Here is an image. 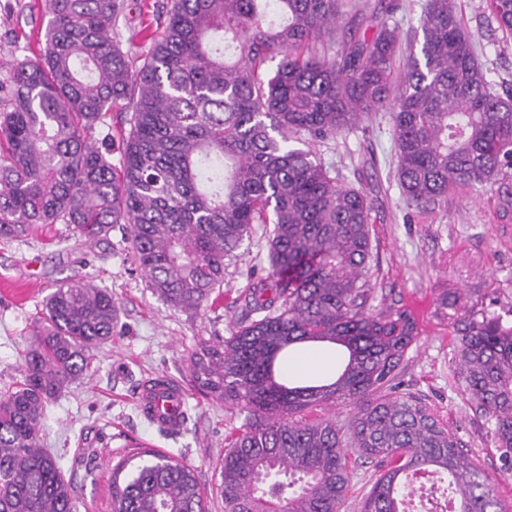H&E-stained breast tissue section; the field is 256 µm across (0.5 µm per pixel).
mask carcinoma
Returning a JSON list of instances; mask_svg holds the SVG:
<instances>
[{
	"label": "carcinoma",
	"instance_id": "carcinoma-1",
	"mask_svg": "<svg viewBox=\"0 0 512 512\" xmlns=\"http://www.w3.org/2000/svg\"><path fill=\"white\" fill-rule=\"evenodd\" d=\"M486 3L511 38L512 0ZM123 4L48 0L41 57L0 66V238L71 224L92 244L121 224L150 288L198 310L252 225H272L269 272L245 299L250 318L189 357L196 388L246 413L219 465L224 512H342L352 454L381 470L359 512H405L425 475L448 512H503L456 436L397 391L416 323L367 311L371 203L314 152L387 112L407 205L495 185L512 215V93L496 91L454 0H424L420 51L404 60L390 24L397 0L372 16V35L352 0H168L140 66L112 37ZM115 107L129 114L118 175L89 139ZM118 319L112 292L90 280L48 295L22 381L0 397V512H78L41 447L44 411L90 371ZM459 323V385L492 424L511 476L512 325L488 315ZM306 342L346 348L334 382L280 375L283 352ZM339 404L352 412L344 424L304 417ZM139 455L152 460L112 468V512H208L190 466Z\"/></svg>",
	"mask_w": 512,
	"mask_h": 512
}]
</instances>
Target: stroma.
I'll list each match as a JSON object with an SVG mask.
<instances>
[{"label": "stroma", "instance_id": "1", "mask_svg": "<svg viewBox=\"0 0 512 512\" xmlns=\"http://www.w3.org/2000/svg\"><path fill=\"white\" fill-rule=\"evenodd\" d=\"M161 2L125 0L115 39L129 56L147 51L145 31L155 28ZM455 6L491 78L512 86V40H503L485 0H455ZM47 21L45 0H0V63L35 57ZM316 151L333 175L365 192L372 204L368 308L401 310L417 324L400 391L422 399L512 506V477L500 473L490 425L475 415L456 377L461 315H494L512 325V219L501 218L490 188L455 189L427 206H408L395 176L388 113L360 121ZM268 232V225H253L225 265L219 298L198 311L171 307L150 288L130 259L121 227L95 244L68 224L0 239V395L21 380L43 303L55 288L91 279L111 289L119 307L111 343L92 354V373L52 399L46 411L42 442L73 479L79 512H111L112 468L131 455L135 441L191 465L209 512H224L214 489L217 467L243 414L193 391L183 429L168 433L138 410L135 398L140 384L159 374L189 384L191 352L230 336L247 314L249 288L267 274Z\"/></svg>", "mask_w": 512, "mask_h": 512}]
</instances>
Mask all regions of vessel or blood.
Listing matches in <instances>:
<instances>
[{
    "instance_id": "1",
    "label": "vessel or blood",
    "mask_w": 512,
    "mask_h": 512,
    "mask_svg": "<svg viewBox=\"0 0 512 512\" xmlns=\"http://www.w3.org/2000/svg\"><path fill=\"white\" fill-rule=\"evenodd\" d=\"M187 388L169 376H157L143 384L137 393V402L143 414L168 431L184 426Z\"/></svg>"
}]
</instances>
